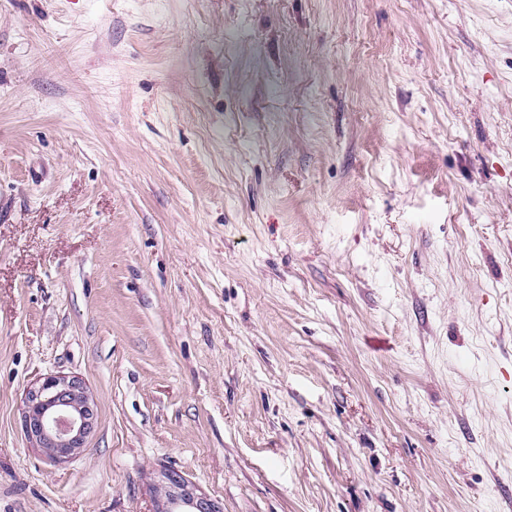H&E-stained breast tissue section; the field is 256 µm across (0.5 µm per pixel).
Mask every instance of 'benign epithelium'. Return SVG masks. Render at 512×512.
<instances>
[{
    "mask_svg": "<svg viewBox=\"0 0 512 512\" xmlns=\"http://www.w3.org/2000/svg\"><path fill=\"white\" fill-rule=\"evenodd\" d=\"M22 415L30 442L48 458L64 461L86 448L96 407L82 379L49 375L27 390ZM165 479L168 494L158 501V512H220L213 500L181 477L169 474Z\"/></svg>",
    "mask_w": 512,
    "mask_h": 512,
    "instance_id": "7a95c632",
    "label": "benign epithelium"
}]
</instances>
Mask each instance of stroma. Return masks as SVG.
Returning a JSON list of instances; mask_svg holds the SVG:
<instances>
[{"mask_svg": "<svg viewBox=\"0 0 512 512\" xmlns=\"http://www.w3.org/2000/svg\"><path fill=\"white\" fill-rule=\"evenodd\" d=\"M81 378L49 462L22 401ZM512 512V0H0V512ZM22 410L30 442L55 461L80 454L96 422L95 404L76 376L43 377L27 390ZM167 498L158 501V512H220L216 503L203 495L197 493L181 477L173 474L165 476ZM181 509V510H178Z\"/></svg>", "mask_w": 512, "mask_h": 512, "instance_id": "1", "label": "stroma"}]
</instances>
